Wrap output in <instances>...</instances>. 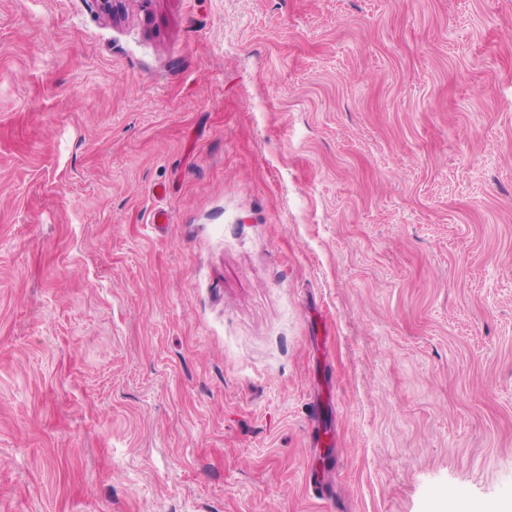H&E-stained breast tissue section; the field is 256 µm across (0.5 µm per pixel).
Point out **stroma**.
I'll return each instance as SVG.
<instances>
[{
	"label": "stroma",
	"mask_w": 512,
	"mask_h": 512,
	"mask_svg": "<svg viewBox=\"0 0 512 512\" xmlns=\"http://www.w3.org/2000/svg\"><path fill=\"white\" fill-rule=\"evenodd\" d=\"M311 467L512 512V0H0V512Z\"/></svg>",
	"instance_id": "obj_1"
}]
</instances>
